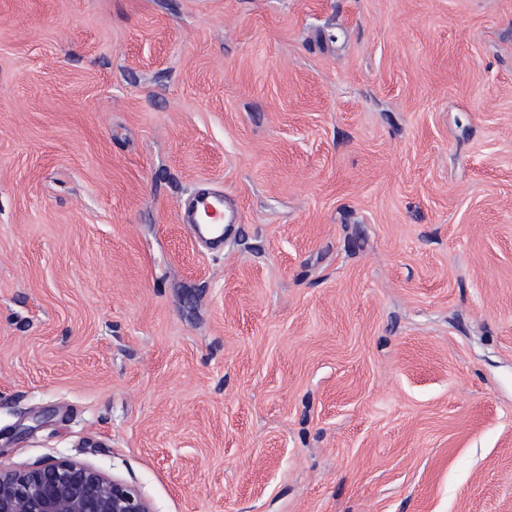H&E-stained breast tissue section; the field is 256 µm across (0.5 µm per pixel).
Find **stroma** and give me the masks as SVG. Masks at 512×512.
Returning <instances> with one entry per match:
<instances>
[{
  "label": "stroma",
  "instance_id": "1",
  "mask_svg": "<svg viewBox=\"0 0 512 512\" xmlns=\"http://www.w3.org/2000/svg\"><path fill=\"white\" fill-rule=\"evenodd\" d=\"M59 457L512 512V0H0V465ZM181 210L182 224H189L198 240L209 242L215 252L224 249V224H234L237 216L224 210V196L215 192L198 197L190 210Z\"/></svg>",
  "mask_w": 512,
  "mask_h": 512
}]
</instances>
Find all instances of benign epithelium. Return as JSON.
Segmentation results:
<instances>
[{
  "mask_svg": "<svg viewBox=\"0 0 512 512\" xmlns=\"http://www.w3.org/2000/svg\"><path fill=\"white\" fill-rule=\"evenodd\" d=\"M0 512H154L133 485L61 458L28 467H0Z\"/></svg>",
  "mask_w": 512,
  "mask_h": 512,
  "instance_id": "7a95c632",
  "label": "benign epithelium"
}]
</instances>
